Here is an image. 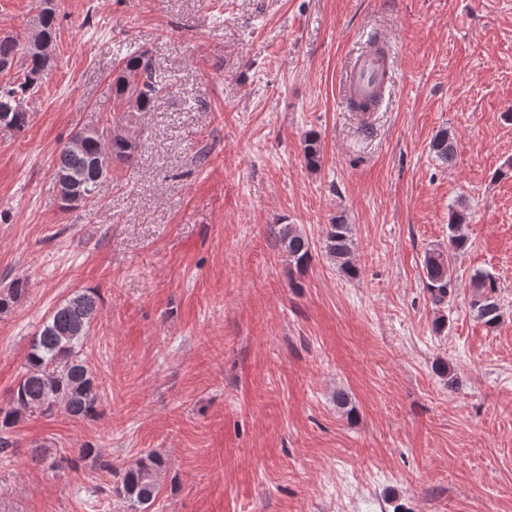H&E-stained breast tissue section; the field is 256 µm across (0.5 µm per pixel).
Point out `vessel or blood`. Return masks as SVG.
Here are the masks:
<instances>
[{"instance_id": "vessel-or-blood-1", "label": "vessel or blood", "mask_w": 512, "mask_h": 512, "mask_svg": "<svg viewBox=\"0 0 512 512\" xmlns=\"http://www.w3.org/2000/svg\"><path fill=\"white\" fill-rule=\"evenodd\" d=\"M393 82L390 43L380 40L350 62L342 77L340 91L347 106L365 110L383 98Z\"/></svg>"}]
</instances>
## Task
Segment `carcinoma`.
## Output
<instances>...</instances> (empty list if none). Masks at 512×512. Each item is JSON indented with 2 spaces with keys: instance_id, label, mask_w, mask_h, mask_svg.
Segmentation results:
<instances>
[{
  "instance_id": "carcinoma-1",
  "label": "carcinoma",
  "mask_w": 512,
  "mask_h": 512,
  "mask_svg": "<svg viewBox=\"0 0 512 512\" xmlns=\"http://www.w3.org/2000/svg\"><path fill=\"white\" fill-rule=\"evenodd\" d=\"M44 6L37 15V45L29 48L11 36H0V72L21 64L24 77L0 85V130L20 134L29 124L25 101L36 88L39 79L52 59L48 46L56 32V0H42ZM161 81L145 52H134L119 63L118 73L109 85L110 118L102 124H87L77 130L56 154L53 166L55 184L61 189L80 193L83 202L94 201L109 169L99 164L108 156L113 162L134 159L139 146L137 117L153 110ZM432 151L448 163L454 160V142L448 131H438L431 143ZM320 141L311 133L304 141L303 156L310 168L320 164ZM465 216L461 211L451 215L448 224V250L430 249L424 255L425 286L434 305L442 307L455 293L456 282L448 275L451 262L469 246L464 232ZM281 248L298 268L306 267L312 259L308 239L294 224H282L277 231ZM354 240L351 225L339 214L326 225L323 255L338 266L347 277L358 270L353 262ZM470 308L476 318L490 329L502 318L497 299L499 284L489 272L477 270L470 278ZM25 284L14 281L0 293V314L7 312L22 294ZM99 295L93 290L74 292L57 305L32 340L25 360V372L14 388L10 407L0 409V453L12 447L9 431L23 414H48L61 407L72 417L94 418L101 399L99 384L83 357V344L92 323L97 319ZM82 458L93 460L104 470H112V462L101 448H82ZM164 457L150 453L123 472L113 486V494L142 510L156 499L159 491L157 476L165 467Z\"/></svg>"
}]
</instances>
